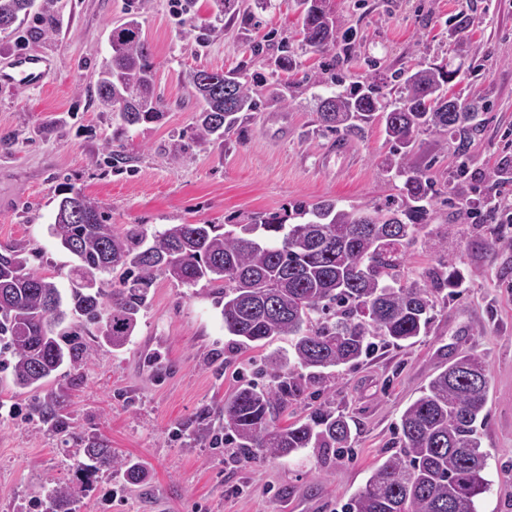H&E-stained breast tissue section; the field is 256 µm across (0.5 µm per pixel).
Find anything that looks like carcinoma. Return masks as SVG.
Segmentation results:
<instances>
[{"label": "carcinoma", "mask_w": 512, "mask_h": 512, "mask_svg": "<svg viewBox=\"0 0 512 512\" xmlns=\"http://www.w3.org/2000/svg\"><path fill=\"white\" fill-rule=\"evenodd\" d=\"M34 0H0V29L27 16ZM302 35L300 49L325 53L351 40L336 25L332 0H296ZM111 57L104 62L92 95L100 108L114 112L127 129L159 122L162 99L153 93L151 47L142 36L138 13L112 29ZM270 71L213 70L209 82L191 86L196 100L195 140L204 145L230 136L260 108L258 87L269 91L267 106L288 105L290 83L280 73L300 67L298 55L283 47ZM454 72L433 64L406 71L394 90L371 76L317 106L318 130L341 138L383 127L388 154L382 171L404 179L400 196L371 213L344 209L334 200L299 204L301 224L274 217L255 224H171L147 235L140 224L122 228L79 189L57 204L51 235L77 261L71 286L62 295L51 277L28 266L25 249L0 248V366L11 369L13 384L35 390L63 366L83 358L84 337L124 347L138 323L151 288L160 276L183 285L204 280L221 290L224 331L240 349L288 339L289 349L267 356L264 368L273 385L240 386L218 408L196 416L190 435L216 439L229 435L233 447L251 460L290 456L305 448L346 447L351 437L347 416L330 409L335 369L357 365L384 346L414 344L427 333L438 300L459 293L464 276L445 264L423 281L402 283L408 249L432 221L436 190L408 156L422 134L457 141L467 152L486 110L481 100L448 97ZM312 85L342 82L335 69L306 77ZM122 270L116 288L93 292L81 287L87 275ZM490 370L476 352L461 354L434 376L400 416V448L377 465L365 486L347 503L346 512H477L476 498L488 481L487 454L481 449ZM318 406L306 419L280 424L293 406ZM64 405L34 400L29 413L55 428L63 425ZM76 470H123L131 484H145L150 470L140 460L122 459L107 441L93 439ZM49 498L55 512H71V489L60 484Z\"/></svg>", "instance_id": "1"}]
</instances>
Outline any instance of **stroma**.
<instances>
[{"instance_id": "1", "label": "stroma", "mask_w": 512, "mask_h": 512, "mask_svg": "<svg viewBox=\"0 0 512 512\" xmlns=\"http://www.w3.org/2000/svg\"><path fill=\"white\" fill-rule=\"evenodd\" d=\"M340 28L354 29L351 49L300 55L308 73L333 65L346 83L399 72L425 60L457 70L450 93L481 99V130L468 153L421 135L410 162L438 188L432 237L448 236L458 251L441 255L428 240L409 248L405 281L445 261L465 276L460 296L438 303L426 335L409 347H385L354 367H340L332 407L354 420L347 451L307 448L286 458L248 463L227 445L193 441L184 423L228 400L245 381L269 385L266 348L240 350L224 331L221 307L207 283L186 287L158 278L148 307L122 349L89 339V356L63 368L34 391L0 380V512H48L46 493L69 484L75 512H343L373 468L397 447L396 423L420 388L458 354H482L490 368L489 416L481 434L486 492L478 512H512V247L481 248L512 236L474 212L489 174L512 167V0H335ZM191 24L169 13L168 0H148L139 13L155 70L162 121L120 129L90 100L111 52L113 27L130 16L128 0H35L31 18L0 32V67L15 54L48 57L53 67L37 87L0 86V246L25 247L31 267L70 284L74 257L49 232L59 200L82 190L115 226L247 224L276 215L297 223L294 205L320 199L373 210L399 193L401 179L382 172L388 146L380 127L363 137L321 134L318 97L330 87L298 85L286 108L251 113L221 143L193 139L196 104L186 75L196 69L262 70L278 45L299 46L294 0L251 4L257 25L240 17L215 20L212 0H191ZM468 20L458 32L455 17ZM460 182L456 198L447 186ZM177 362L157 375L151 358ZM57 397L67 426L29 417L31 400ZM123 457L145 461L149 483L120 474L76 473L75 451L92 438Z\"/></svg>"}]
</instances>
